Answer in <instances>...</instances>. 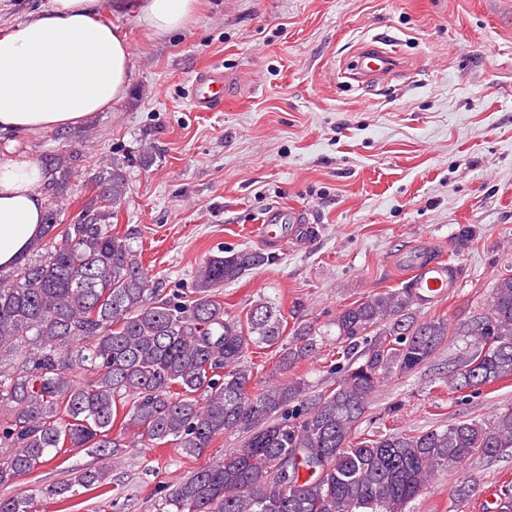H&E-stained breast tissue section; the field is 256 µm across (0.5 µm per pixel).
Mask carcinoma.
Instances as JSON below:
<instances>
[{"label": "carcinoma", "mask_w": 512, "mask_h": 512, "mask_svg": "<svg viewBox=\"0 0 512 512\" xmlns=\"http://www.w3.org/2000/svg\"><path fill=\"white\" fill-rule=\"evenodd\" d=\"M55 184L72 167L47 159ZM96 199L72 224H45L14 266L0 267V488L72 449L99 464L23 495H0V512H42L79 490L112 487L131 437L198 456L227 431L244 445L165 494L171 512H409L441 470L476 454L512 449V408L416 433H358L372 394L424 365L448 338V319H418L414 282L340 309L336 384L319 392L301 377L261 392L243 358L277 347L290 370L317 348L312 324L284 339L285 317L260 298L235 314L218 290L269 261L256 250L207 257L191 296L160 293L140 253L114 231L129 180L117 163L95 176ZM469 349L450 379L480 388L512 378V275L497 278L486 312L463 325ZM120 437H112L115 422Z\"/></svg>", "instance_id": "1"}]
</instances>
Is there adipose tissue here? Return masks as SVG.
<instances>
[{
    "label": "adipose tissue",
    "instance_id": "1",
    "mask_svg": "<svg viewBox=\"0 0 512 512\" xmlns=\"http://www.w3.org/2000/svg\"><path fill=\"white\" fill-rule=\"evenodd\" d=\"M123 7L164 36L185 27L197 0H125ZM106 14L104 0H51L0 29V135L67 130L124 99L131 48ZM46 180L25 153L0 160V266H12L38 234Z\"/></svg>",
    "mask_w": 512,
    "mask_h": 512
}]
</instances>
